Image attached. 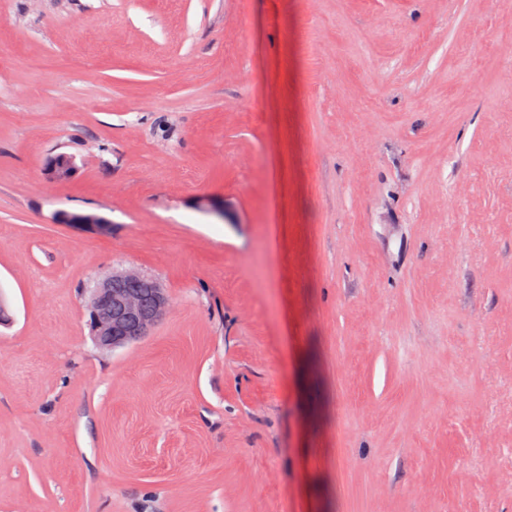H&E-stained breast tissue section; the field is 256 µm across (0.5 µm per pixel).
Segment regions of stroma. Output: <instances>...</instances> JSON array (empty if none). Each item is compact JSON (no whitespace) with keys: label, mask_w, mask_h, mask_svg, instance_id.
I'll list each match as a JSON object with an SVG mask.
<instances>
[{"label":"stroma","mask_w":512,"mask_h":512,"mask_svg":"<svg viewBox=\"0 0 512 512\" xmlns=\"http://www.w3.org/2000/svg\"><path fill=\"white\" fill-rule=\"evenodd\" d=\"M510 60L512 0H0V512H512ZM170 308L157 279L133 269L113 271L88 289L90 338L102 353L129 347L149 336Z\"/></svg>","instance_id":"1"}]
</instances>
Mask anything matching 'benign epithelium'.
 <instances>
[{"label": "benign epithelium", "instance_id": "1", "mask_svg": "<svg viewBox=\"0 0 512 512\" xmlns=\"http://www.w3.org/2000/svg\"><path fill=\"white\" fill-rule=\"evenodd\" d=\"M75 170V159L66 154L53 157L48 164L49 174L56 179H67ZM54 219L66 224L97 223L92 214L65 210L57 211ZM170 308V297L157 279L133 269L114 271L88 289L90 338L102 353L129 347L150 335Z\"/></svg>", "mask_w": 512, "mask_h": 512}]
</instances>
